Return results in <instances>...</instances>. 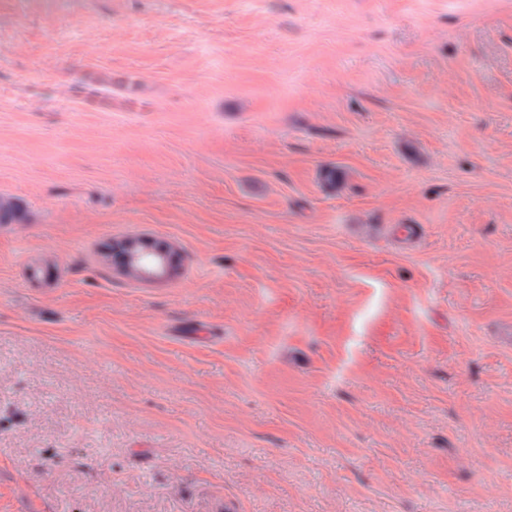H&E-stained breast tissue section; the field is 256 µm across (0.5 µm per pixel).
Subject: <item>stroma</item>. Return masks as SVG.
<instances>
[{
    "label": "stroma",
    "instance_id": "35a3bbf8",
    "mask_svg": "<svg viewBox=\"0 0 512 512\" xmlns=\"http://www.w3.org/2000/svg\"><path fill=\"white\" fill-rule=\"evenodd\" d=\"M0 193V512H512V0H0ZM119 251L125 268L136 272L142 278L163 276L173 266V254L168 248H156L145 254L132 244H125Z\"/></svg>",
    "mask_w": 512,
    "mask_h": 512
}]
</instances>
